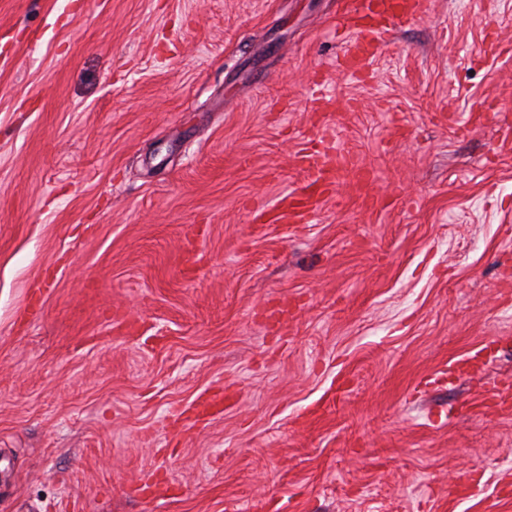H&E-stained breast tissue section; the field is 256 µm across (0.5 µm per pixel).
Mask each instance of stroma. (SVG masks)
Wrapping results in <instances>:
<instances>
[{
	"label": "stroma",
	"mask_w": 512,
	"mask_h": 512,
	"mask_svg": "<svg viewBox=\"0 0 512 512\" xmlns=\"http://www.w3.org/2000/svg\"><path fill=\"white\" fill-rule=\"evenodd\" d=\"M349 7L0 0V512H512V0ZM357 6L348 12L347 23L359 32V38L337 66L351 71L364 67L377 53L381 36L401 21L413 20L422 13L420 0H354ZM351 18L364 20L363 24L350 23ZM303 161L310 171L308 183L298 192L291 194L278 208L263 210L269 222H279L288 216L291 221H308L312 218L319 199L326 191V186L338 180L340 173L348 164L347 155L336 152L335 160L331 163L320 153H308ZM336 161V163H335Z\"/></svg>",
	"instance_id": "1"
}]
</instances>
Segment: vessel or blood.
Segmentation results:
<instances>
[{"instance_id":"vessel-or-blood-1","label":"vessel or blood","mask_w":512,"mask_h":512,"mask_svg":"<svg viewBox=\"0 0 512 512\" xmlns=\"http://www.w3.org/2000/svg\"><path fill=\"white\" fill-rule=\"evenodd\" d=\"M351 15L357 18L359 38L339 60V67L351 71L364 67L377 53L381 36L398 22L414 19L422 12L420 0H356ZM304 162L310 171L308 183L298 192L291 194L280 207L269 210V221L285 219L300 222L312 218L319 199L329 183L337 180L348 164L346 154L337 153L334 160H327L318 153H309Z\"/></svg>"}]
</instances>
